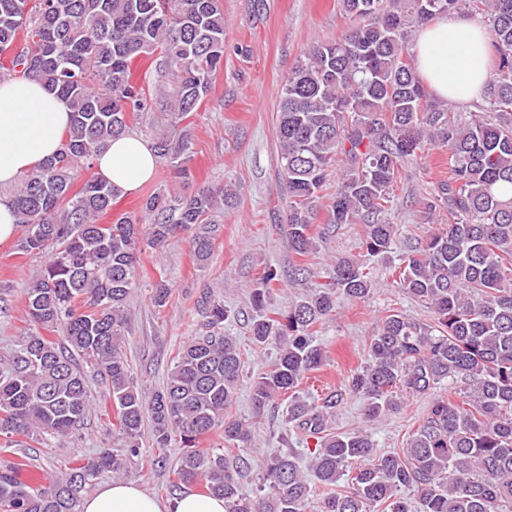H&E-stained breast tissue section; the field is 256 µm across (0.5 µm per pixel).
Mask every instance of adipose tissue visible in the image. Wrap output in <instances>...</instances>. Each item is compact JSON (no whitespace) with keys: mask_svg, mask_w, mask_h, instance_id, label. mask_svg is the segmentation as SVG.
<instances>
[{"mask_svg":"<svg viewBox=\"0 0 512 512\" xmlns=\"http://www.w3.org/2000/svg\"><path fill=\"white\" fill-rule=\"evenodd\" d=\"M489 32L477 18L448 16L420 25L414 51L417 67L439 99H476L488 77ZM70 122L67 102L51 94L40 78L0 80V185L37 171L61 147ZM98 179L123 192L137 190L155 171L151 148L134 135L108 142L94 160ZM81 512H225L222 498L188 490L161 502L130 482L111 481L86 496Z\"/></svg>","mask_w":512,"mask_h":512,"instance_id":"adipose-tissue-1","label":"adipose tissue"}]
</instances>
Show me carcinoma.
<instances>
[{"mask_svg": "<svg viewBox=\"0 0 512 512\" xmlns=\"http://www.w3.org/2000/svg\"><path fill=\"white\" fill-rule=\"evenodd\" d=\"M342 6L355 25L310 45L284 80L278 145L288 248L299 256L315 249L321 192L345 162L326 204L328 223L364 225L370 257L398 253L394 284L434 315L432 323L399 312L382 317L345 390L362 401L368 421L399 409L404 393L431 400L405 447L380 453L361 429L333 431L342 392L320 403L297 395L328 361L313 327L335 311L337 297L363 299L374 289L365 263L340 258L326 283L285 311L269 310L277 272L267 270L253 289L252 341L279 350L253 381L254 412L288 396V423L303 441L316 440L309 470L322 486H337L357 465L351 487L325 496L320 512H512V0ZM463 10L484 15L496 56L478 110L454 113L417 72L409 33ZM3 55L10 71L35 73L66 99L71 120L60 151L25 175L11 198L22 228L18 249L48 260L23 289L31 332L0 363V439L9 445L22 435L47 446L80 426L91 411L83 362L108 385L126 456L139 455L148 419L156 447L177 437L187 448L179 483L204 482L206 493L224 499L225 512H306L310 480L293 455L264 458L261 494L251 499L241 489L248 459L197 447L215 431L230 448L251 446L252 425L229 415L243 362L224 333V301L205 298V333L182 347L163 386L148 396L122 350L140 254L164 246L178 227L207 223L217 190L174 200L155 192L111 224L98 219L118 189L92 177L72 192L75 171L92 168L111 139L128 133L129 117L148 109L131 72L146 56L157 57L160 76L174 83L165 93L172 132L155 139L154 152L189 175L190 144L178 126L224 65L222 0H0ZM428 143L448 152L450 175L422 214L430 221L444 209L448 222L402 250L388 219L394 186L405 159ZM45 328L62 330L63 342L41 335ZM457 383L464 388L436 393ZM123 471V459L104 451L31 485L19 465L0 464V512H80L93 481Z\"/></svg>", "mask_w": 512, "mask_h": 512, "instance_id": "cac0c4a2", "label": "carcinoma"}]
</instances>
